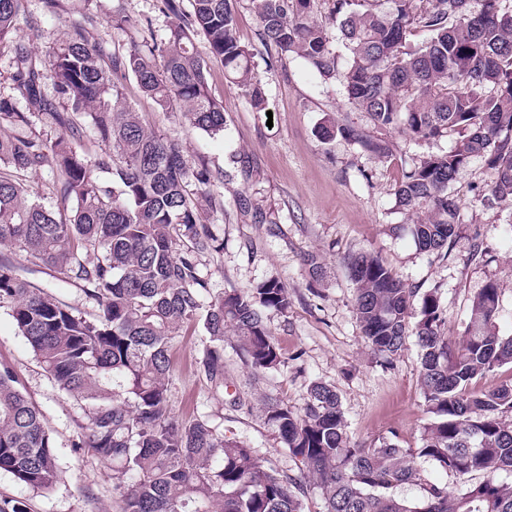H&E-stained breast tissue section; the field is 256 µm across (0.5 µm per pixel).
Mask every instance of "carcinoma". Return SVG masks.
I'll use <instances>...</instances> for the list:
<instances>
[{
	"label": "carcinoma",
	"instance_id": "obj_1",
	"mask_svg": "<svg viewBox=\"0 0 512 512\" xmlns=\"http://www.w3.org/2000/svg\"><path fill=\"white\" fill-rule=\"evenodd\" d=\"M336 37L318 18L319 0H249L261 41L275 49L266 65L294 54L323 79L340 78L344 99L367 114L374 128L437 142L457 135L447 151L430 152L398 169V207L416 216L411 233L422 252L448 246L460 223L448 189L472 159L496 169L497 180L474 202L491 207L512 199V9L504 0H331ZM175 16L167 38L134 43L123 56L104 59L84 25L40 63L16 45L15 90L49 112L62 133L53 140L0 135V245L35 266L60 274L96 310L82 313L61 296L19 277L0 257V303L11 305L21 335L60 395L79 403L86 423L73 447L117 464L114 490L122 512H303L308 487L322 512H512V383L475 394L469 385L512 363V336L497 328L500 292L488 284L471 303L462 333L448 335L436 290L418 296L375 253L348 259L354 313L364 344L386 364L413 336L420 352L419 384L426 412L418 448L390 439L350 443L334 387L311 385L301 411L269 398L265 423L278 435L298 474L266 463L257 450L224 438L205 420L171 415L169 349L190 323L207 339L202 365L224 386V339L231 338L256 374L276 371L282 353L263 310L288 312L292 300L277 277L250 295L223 293L205 302L209 283L199 256L220 253L204 224L215 200L209 175L191 165L174 141L157 135L124 105L118 73L132 74L161 112L178 110L194 127L224 130V109L194 50L201 30L230 82L258 112L266 92L252 53L235 37L233 0H192L182 20L180 0H161ZM20 0H0V46L18 33ZM426 34L417 46L412 29ZM51 79L57 99L43 93ZM63 110H58V105ZM93 144L104 146L91 165L83 119ZM31 125L29 113L0 98V129ZM355 139L386 157L379 139L336 124L321 127ZM49 165L57 209L32 199L19 173ZM107 174L102 180L94 169ZM201 188L188 189L190 175ZM437 463L459 480L455 491L424 478L417 459ZM36 490L60 479L53 443L40 410L14 370L0 364V472ZM484 476L474 482L470 476ZM419 488L417 499L391 490Z\"/></svg>",
	"mask_w": 512,
	"mask_h": 512
}]
</instances>
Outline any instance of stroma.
Listing matches in <instances>:
<instances>
[{
  "label": "stroma",
  "mask_w": 512,
  "mask_h": 512,
  "mask_svg": "<svg viewBox=\"0 0 512 512\" xmlns=\"http://www.w3.org/2000/svg\"><path fill=\"white\" fill-rule=\"evenodd\" d=\"M236 36L253 54L269 101L268 112L254 111L248 98L224 77V65L212 58L203 34L194 47L208 63L212 97L224 107L223 132L209 134L190 125L178 112H160L144 97L134 78L124 82V101L164 137L178 143L192 167H206L210 192L218 203L208 215L213 234L224 241L222 253L205 254L199 271L211 294L236 290L253 293L266 278L279 276L292 299L288 312L266 310L265 320L285 358L279 370L255 377L232 341L224 343V386L215 388L201 365L204 331L185 326L170 348L171 404L180 419L202 418L256 448L272 466L296 473L295 461L276 439L261 411L266 396L302 408L312 383L335 387L348 422L350 442L378 438L404 448L420 445L431 423L420 394V359L415 342L389 365L377 362L362 342L353 313L354 288L347 259L378 254L399 278L425 293L437 290L450 335L460 334L470 301L488 283L500 291L497 326L512 335V200L485 208L478 191L493 184L495 169L474 159L450 192L459 203L462 224L439 252L420 251L396 208L399 163L439 144L415 143L390 133V155L380 159L348 138L323 137L327 120L371 132L365 113L340 93V84L323 80L302 59L291 56L266 66L267 52L258 38L259 22L248 0H235ZM123 24H114V17ZM85 23L92 41L107 55L121 56L131 42L165 39L172 18L160 0H60L48 9L44 0H22L18 26L23 44L36 59L58 46L73 22ZM13 49H0V98L31 112L18 97L12 76ZM31 127L21 135L53 139L61 129L52 117L31 112ZM18 273L64 295L81 311H92L83 293L64 286L53 271L14 256ZM318 278H311L312 265ZM0 361L10 363L28 398L44 416L52 437L60 478L49 490L36 491L12 474L0 472V499L24 502L27 512H121L114 472L104 462L73 447L84 414L73 400L58 394L51 378L18 331L8 304L0 305Z\"/></svg>",
  "instance_id": "35a3bbf8"
}]
</instances>
